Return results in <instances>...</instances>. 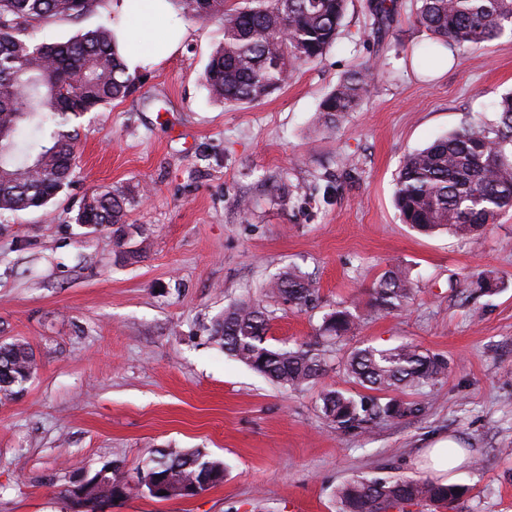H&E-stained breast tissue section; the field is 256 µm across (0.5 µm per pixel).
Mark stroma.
<instances>
[{"instance_id": "35a3bbf8", "label": "stroma", "mask_w": 512, "mask_h": 512, "mask_svg": "<svg viewBox=\"0 0 512 512\" xmlns=\"http://www.w3.org/2000/svg\"><path fill=\"white\" fill-rule=\"evenodd\" d=\"M112 3L42 22L34 35L55 42L108 23ZM367 4L349 0L326 55L243 106L204 86L218 23L185 19L175 53L84 118L74 181L48 211L0 215V343L23 340L36 359L23 391L0 397V512H77L68 491L83 476L117 461L132 477L169 448L222 461L223 481L166 500L132 488L96 512H339L351 479L424 478L419 455L442 434L467 452L450 478L464 494L390 512H512V212L479 235H424L393 204L409 152L496 120L493 103L512 91V35L456 50L440 74L411 53L428 40L412 22L415 0H396L390 24ZM367 61L366 97L338 133L323 135L320 101ZM112 186L145 194L127 210L120 247L110 229L74 221L85 195ZM394 265L414 293L387 313L371 293ZM291 267L318 299L303 311L267 300V346L319 341L339 306L361 323L356 336L330 342L324 374L297 391L209 338L225 307L263 299ZM484 273L497 282L488 292L477 284ZM404 342L448 362L445 378L402 394L417 414L351 432L323 417L324 390H360L343 369L350 352Z\"/></svg>"}]
</instances>
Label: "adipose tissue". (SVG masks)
Returning <instances> with one entry per match:
<instances>
[{"label":"adipose tissue","instance_id":"1","mask_svg":"<svg viewBox=\"0 0 512 512\" xmlns=\"http://www.w3.org/2000/svg\"><path fill=\"white\" fill-rule=\"evenodd\" d=\"M118 18L114 26L117 48L128 69L145 65L150 56V41L165 42V54L175 52L184 34L169 0H114Z\"/></svg>","mask_w":512,"mask_h":512}]
</instances>
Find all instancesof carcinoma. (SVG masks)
<instances>
[{"mask_svg": "<svg viewBox=\"0 0 512 512\" xmlns=\"http://www.w3.org/2000/svg\"><path fill=\"white\" fill-rule=\"evenodd\" d=\"M98 0H0V215L47 208L67 188L74 172L80 139V119L126 97L135 77L126 71L114 30L100 26L65 41L34 39V24L56 17L78 19ZM187 17L218 22L223 38L207 64L204 81L210 95L226 105L261 101L288 84L291 66L311 62L335 43L347 0H246L224 8V0H169ZM414 23L431 41L416 47L423 64L440 60L443 50L480 48L512 31V0H417ZM396 0H369L381 22L393 18ZM372 65L344 76L319 105L325 131H338L347 115L366 96ZM497 120L481 123L435 139L407 155L398 172L394 200L404 223L420 232L447 229L467 235L493 223L512 209V94L494 103ZM496 162L482 165L488 154ZM126 189L95 190L75 217L78 224L110 227L116 239L124 235ZM413 291L408 274L394 269L376 282L372 298L380 311H401ZM270 294L298 309L313 301V282L295 269L271 281ZM271 311L251 299L224 309L212 335L224 352L255 372L291 389L302 388L322 375L325 350L302 344L293 349L265 345ZM357 317L346 307L324 317L322 335L331 340L351 336ZM35 370L28 344H0V394L11 396ZM347 375L376 392L422 388L447 375L448 362L405 342L378 350L354 351L345 362ZM321 412L344 431L368 421L400 419L417 407L394 398L372 396L356 400L339 390L321 395ZM154 476H170L176 491L200 482L203 474L224 470L222 462L200 452L168 451L150 457ZM113 487L87 486L76 504L94 510L95 500ZM464 488L426 480H356L339 492L341 512H386L400 503L428 501L444 505Z\"/></svg>", "mask_w": 512, "mask_h": 512, "instance_id": "cac0c4a2", "label": "carcinoma"}]
</instances>
